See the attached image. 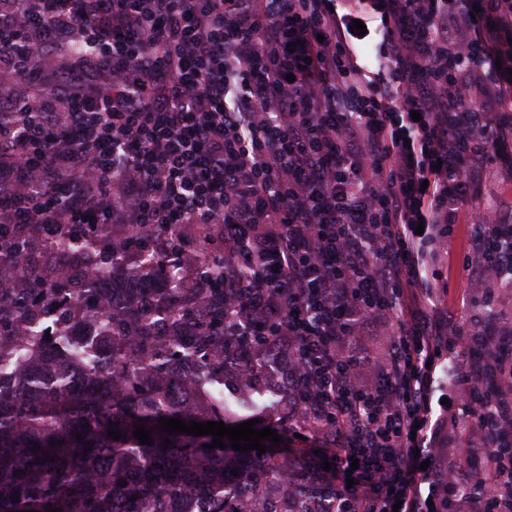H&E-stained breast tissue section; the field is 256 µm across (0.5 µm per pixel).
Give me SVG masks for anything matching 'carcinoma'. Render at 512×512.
Instances as JSON below:
<instances>
[{"mask_svg": "<svg viewBox=\"0 0 512 512\" xmlns=\"http://www.w3.org/2000/svg\"><path fill=\"white\" fill-rule=\"evenodd\" d=\"M95 55L71 34L43 61L21 56L0 69L27 94L30 74ZM10 237L5 224L0 267L16 274L12 287L0 288V364L13 375L0 382V512H183L186 499L199 512H254L248 500L271 486L283 488L280 512H356L346 502L322 510L319 495L337 498L336 482L324 476L310 484V462L209 449L210 434L156 429L161 417L309 426L303 415L288 419L263 350L251 356L256 377L236 369L233 357L253 337L224 335L221 278L209 275L208 288L151 287L179 280V272L148 249L155 234L146 228L119 243L99 224H62L48 249L67 262L41 266L2 242ZM85 321L97 326L109 352L73 340ZM140 419L150 446L134 436ZM114 429L118 441L108 435Z\"/></svg>", "mask_w": 512, "mask_h": 512, "instance_id": "cac0c4a2", "label": "carcinoma"}]
</instances>
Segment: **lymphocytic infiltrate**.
I'll return each mask as SVG.
<instances>
[{"instance_id": "lymphocytic-infiltrate-1", "label": "lymphocytic infiltrate", "mask_w": 512, "mask_h": 512, "mask_svg": "<svg viewBox=\"0 0 512 512\" xmlns=\"http://www.w3.org/2000/svg\"><path fill=\"white\" fill-rule=\"evenodd\" d=\"M334 3L0 0V24L33 52L74 31L104 47L69 70L66 111L18 126L31 103L0 86L13 117L0 149L40 187L27 206L0 197V218L48 238L85 220L178 236L195 225L226 300L271 319L288 410L331 439L358 512H443L462 474L435 460L448 421L433 399L439 352L460 331L434 317L431 266L480 192L483 160L512 139L482 117L512 112V0H369L385 60L371 75ZM488 238L499 283L511 224L481 217L464 258ZM371 316L390 334L378 384L362 388L355 337ZM499 412L481 428L472 512H512V404Z\"/></svg>"}]
</instances>
